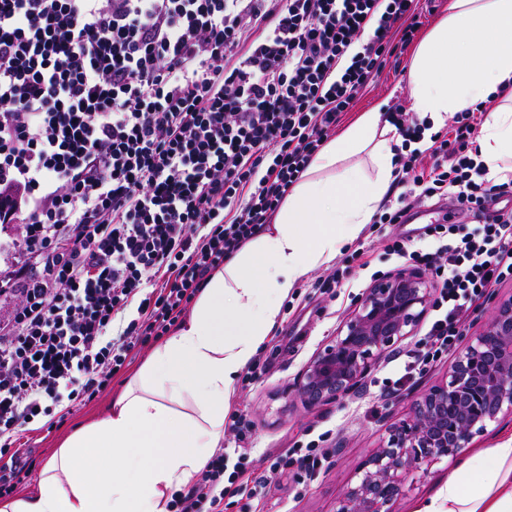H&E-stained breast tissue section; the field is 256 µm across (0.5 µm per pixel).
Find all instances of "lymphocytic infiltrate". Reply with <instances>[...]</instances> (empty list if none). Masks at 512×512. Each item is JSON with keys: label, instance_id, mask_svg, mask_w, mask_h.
Wrapping results in <instances>:
<instances>
[{"label": "lymphocytic infiltrate", "instance_id": "1", "mask_svg": "<svg viewBox=\"0 0 512 512\" xmlns=\"http://www.w3.org/2000/svg\"><path fill=\"white\" fill-rule=\"evenodd\" d=\"M420 0H0V496L34 462L25 427L89 402L182 321L214 271L270 224L359 93L402 55ZM485 104L427 151L399 155L401 223L450 197L477 216L391 251L440 282L424 340L394 387L452 354L464 320L512 279V181L475 147ZM138 315L126 319L129 305ZM216 450L171 512H224L246 449Z\"/></svg>", "mask_w": 512, "mask_h": 512}]
</instances>
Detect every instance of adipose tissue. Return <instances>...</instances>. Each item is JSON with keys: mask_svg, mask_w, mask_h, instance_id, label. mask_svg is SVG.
<instances>
[{"mask_svg": "<svg viewBox=\"0 0 512 512\" xmlns=\"http://www.w3.org/2000/svg\"><path fill=\"white\" fill-rule=\"evenodd\" d=\"M412 108L444 116L502 93L479 133L488 178L512 180V0H450L409 65ZM402 139L381 108L326 143L290 189L273 224L197 296L194 310L98 419L80 426L40 472L36 492L0 512H170L208 451L224 442L237 374L278 323L281 302L369 224L396 177ZM114 454L112 476L98 466ZM433 512H512V445L474 452Z\"/></svg>", "mask_w": 512, "mask_h": 512, "instance_id": "1", "label": "adipose tissue"}]
</instances>
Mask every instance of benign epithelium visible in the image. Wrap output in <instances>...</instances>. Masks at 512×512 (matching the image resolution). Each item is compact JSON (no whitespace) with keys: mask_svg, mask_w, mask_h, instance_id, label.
Returning <instances> with one entry per match:
<instances>
[{"mask_svg":"<svg viewBox=\"0 0 512 512\" xmlns=\"http://www.w3.org/2000/svg\"><path fill=\"white\" fill-rule=\"evenodd\" d=\"M433 293L428 275L408 267L376 278L297 381L306 405L339 400L366 377L382 354L416 331ZM512 413V298L496 303L483 330L444 380L429 387L409 417L359 469V480L336 512H389L403 492V477L462 452L473 436Z\"/></svg>","mask_w":512,"mask_h":512,"instance_id":"benign-epithelium-1","label":"benign epithelium"}]
</instances>
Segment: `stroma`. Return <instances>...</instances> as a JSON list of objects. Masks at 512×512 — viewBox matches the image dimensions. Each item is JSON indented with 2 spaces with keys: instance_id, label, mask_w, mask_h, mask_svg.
Returning a JSON list of instances; mask_svg holds the SVG:
<instances>
[{
  "instance_id": "1",
  "label": "stroma",
  "mask_w": 512,
  "mask_h": 512,
  "mask_svg": "<svg viewBox=\"0 0 512 512\" xmlns=\"http://www.w3.org/2000/svg\"><path fill=\"white\" fill-rule=\"evenodd\" d=\"M397 101L410 102L409 74L403 63L386 67L382 76L360 93L343 121L351 123L359 112ZM451 207L450 199L435 197L411 209L402 223L386 225L382 230L372 223L366 225L339 252L350 263L335 296L320 295L301 285L283 301L273 335L256 354L257 359L268 360L269 366L257 383L235 381L229 411L248 414L255 425L248 466L253 475L268 474L288 448L317 437L324 440L327 460L311 475L298 465L289 466L272 479L257 512H336L337 501L356 484L360 467L386 438L389 427L406 418L423 392L446 376L453 364L448 357L430 364L399 390L383 391V381L393 377L399 355L416 346L418 338L412 335L385 352L358 390L342 399L308 408L295 390L304 367L333 341L374 277L405 267V260L388 251L390 238H403L414 249L425 247V226L447 215ZM111 399V393H104L68 415L57 428L24 432L23 447L35 449L37 466H44L73 425L104 413ZM469 457L465 451L413 470L405 477L403 493L391 512H425L449 479L463 472Z\"/></svg>"
}]
</instances>
